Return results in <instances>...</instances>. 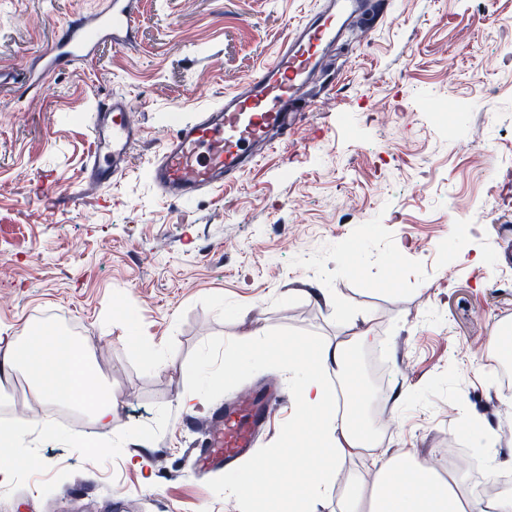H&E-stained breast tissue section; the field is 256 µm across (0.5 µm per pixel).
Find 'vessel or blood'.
Wrapping results in <instances>:
<instances>
[{
    "label": "vessel or blood",
    "mask_w": 512,
    "mask_h": 512,
    "mask_svg": "<svg viewBox=\"0 0 512 512\" xmlns=\"http://www.w3.org/2000/svg\"><path fill=\"white\" fill-rule=\"evenodd\" d=\"M384 18L380 0H319L317 7L292 24L272 59L218 104L196 108L181 123L151 164L152 182L165 197L191 198L223 188L226 178L285 142L297 113L318 103L308 86L354 21ZM139 21V0H104L100 11L72 17L45 49L28 86L40 89L48 74L86 63L100 39L114 46L131 45ZM91 148L82 182L88 187L111 184L125 170L131 144L143 134L126 96L115 95L95 107ZM279 387L264 394L242 392L218 413L195 452L202 464L235 469L255 444Z\"/></svg>",
    "instance_id": "obj_1"
}]
</instances>
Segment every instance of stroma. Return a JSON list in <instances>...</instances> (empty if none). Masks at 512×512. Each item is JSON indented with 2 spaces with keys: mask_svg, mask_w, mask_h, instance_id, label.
<instances>
[{
  "mask_svg": "<svg viewBox=\"0 0 512 512\" xmlns=\"http://www.w3.org/2000/svg\"><path fill=\"white\" fill-rule=\"evenodd\" d=\"M315 2L141 0L129 47L100 40L34 95L21 81L39 52L99 0H0V332L77 337L117 397L100 448L83 414L42 405L55 436L0 484V512H246L235 475L196 467L191 419L274 379L288 401L252 453L304 447L288 368L263 354L363 325L378 342L355 369L373 416L396 424L380 454L413 448L440 469L460 445L512 471V402L486 410L499 372L472 351L512 323V194L487 195L489 177L512 183V88L497 87L512 0H386L366 39L345 34L331 93L287 144L218 192L178 200L152 183L178 121L270 60ZM115 94L145 135L116 184L89 194L95 102ZM237 352L250 363L224 376Z\"/></svg>",
  "mask_w": 512,
  "mask_h": 512,
  "instance_id": "obj_1",
  "label": "stroma"
}]
</instances>
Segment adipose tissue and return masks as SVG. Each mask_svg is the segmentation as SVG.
I'll return each instance as SVG.
<instances>
[{
  "label": "adipose tissue",
  "instance_id": "obj_1",
  "mask_svg": "<svg viewBox=\"0 0 512 512\" xmlns=\"http://www.w3.org/2000/svg\"><path fill=\"white\" fill-rule=\"evenodd\" d=\"M275 357L297 378L295 413L320 419L318 445L300 454L269 449L240 472L234 487L238 499L262 500L264 512H309L311 499L336 486L341 490L338 512H512V492L480 501L472 496L462 471L441 474L414 449L396 457L377 455L373 433L361 418L370 393L348 372L346 342L307 341L276 351ZM92 358L86 347L57 328L24 331L22 340H7L0 348V392L20 374L33 400L69 399L101 428H110L117 398ZM339 381L358 391L355 402L342 412L335 409ZM364 456L371 457L375 468L368 483L343 470L346 460ZM289 470L300 476L292 489L283 479Z\"/></svg>",
  "mask_w": 512,
  "mask_h": 512
}]
</instances>
